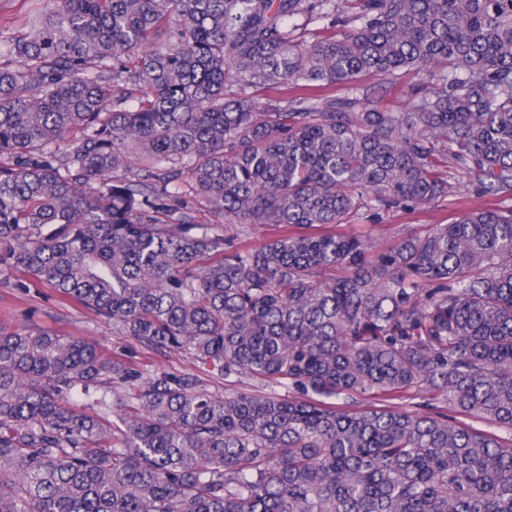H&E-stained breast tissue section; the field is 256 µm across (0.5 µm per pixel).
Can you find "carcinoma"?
Here are the masks:
<instances>
[{"instance_id": "cac0c4a2", "label": "carcinoma", "mask_w": 512, "mask_h": 512, "mask_svg": "<svg viewBox=\"0 0 512 512\" xmlns=\"http://www.w3.org/2000/svg\"><path fill=\"white\" fill-rule=\"evenodd\" d=\"M410 74L405 112L360 86ZM2 156L1 267L270 391L0 330V512H512V442L457 419L512 429V209L341 231L447 195L438 161L512 195V0H46L0 43Z\"/></svg>"}]
</instances>
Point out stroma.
<instances>
[{"label": "stroma", "mask_w": 512, "mask_h": 512, "mask_svg": "<svg viewBox=\"0 0 512 512\" xmlns=\"http://www.w3.org/2000/svg\"><path fill=\"white\" fill-rule=\"evenodd\" d=\"M361 86L379 107L401 112L407 106L414 83L403 78L392 84L381 77L368 76ZM448 181L452 189L447 197L413 210L391 212L380 220L362 211L351 218L345 229L368 235L376 244L388 246L425 225L450 223L466 210L512 208V195L482 194L467 179L454 173ZM1 327L9 331L41 329L79 336L99 345L108 357L151 371L158 369L178 375L197 371L188 355L152 350L118 335L110 321L62 298L53 288L35 282L20 266L0 268Z\"/></svg>", "instance_id": "1"}]
</instances>
